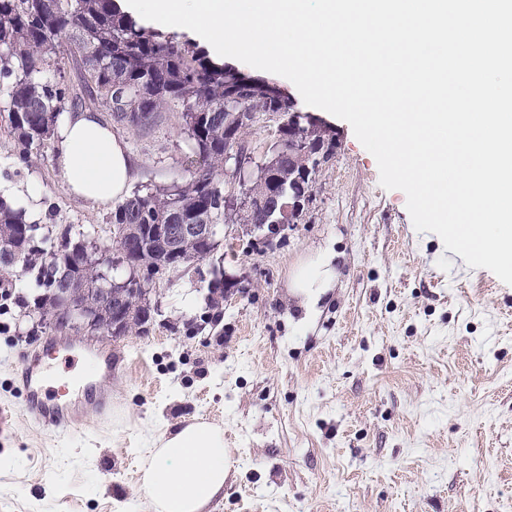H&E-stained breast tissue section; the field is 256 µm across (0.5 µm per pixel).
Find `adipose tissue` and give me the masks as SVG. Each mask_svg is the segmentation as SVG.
Masks as SVG:
<instances>
[{"mask_svg":"<svg viewBox=\"0 0 512 512\" xmlns=\"http://www.w3.org/2000/svg\"><path fill=\"white\" fill-rule=\"evenodd\" d=\"M53 154L73 195L92 203L124 200L134 162L101 113L68 116L54 139ZM335 282L336 255L326 249L297 267L290 286L309 307ZM227 468L223 427L195 420L161 440L143 467L141 487L153 512H202L223 496Z\"/></svg>","mask_w":512,"mask_h":512,"instance_id":"1","label":"adipose tissue"}]
</instances>
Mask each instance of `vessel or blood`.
<instances>
[{
  "mask_svg": "<svg viewBox=\"0 0 512 512\" xmlns=\"http://www.w3.org/2000/svg\"><path fill=\"white\" fill-rule=\"evenodd\" d=\"M57 343H50L42 354L22 360L20 376L25 393L26 414L36 423L53 429L56 433L71 432L79 420L80 408L92 409L101 416L111 415L117 403L111 393L84 388L82 403L66 400V388L49 384L47 371L49 359L55 358Z\"/></svg>",
  "mask_w": 512,
  "mask_h": 512,
  "instance_id": "obj_1",
  "label": "vessel or blood"
}]
</instances>
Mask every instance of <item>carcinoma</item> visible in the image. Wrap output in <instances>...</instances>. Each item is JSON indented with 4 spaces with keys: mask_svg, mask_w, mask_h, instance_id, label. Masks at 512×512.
Here are the masks:
<instances>
[{
    "mask_svg": "<svg viewBox=\"0 0 512 512\" xmlns=\"http://www.w3.org/2000/svg\"><path fill=\"white\" fill-rule=\"evenodd\" d=\"M51 57L57 75L44 78L42 65ZM68 57L95 80L93 88L84 85L86 96L100 100L120 125L145 128L164 107L181 106L192 143L189 178L135 192L112 209V246L129 247L128 265L148 276V286L174 265L163 263V248L146 225L262 224L308 191L310 174L336 153L331 130L286 97L271 94L263 80H248L189 45L137 25L115 0H0V77L9 81L4 118L22 159L48 146L65 100L82 103L65 80ZM267 112L284 114L288 123L276 130L264 161L274 182L257 179L251 185L265 210L227 211L224 152L247 144L244 116ZM89 237L90 230L70 226L55 236L0 198V300L10 299L16 282H23L32 302H23L22 320L31 323L32 335L87 329L110 336L115 310L127 313V330L149 321L150 298L120 285L129 270L118 278L100 266L87 248ZM63 313L69 322L59 328L56 318Z\"/></svg>",
    "mask_w": 512,
    "mask_h": 512,
    "instance_id": "obj_1",
    "label": "carcinoma"
}]
</instances>
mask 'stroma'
I'll return each instance as SVG.
<instances>
[{
	"instance_id": "1",
	"label": "stroma",
	"mask_w": 512,
	"mask_h": 512,
	"mask_svg": "<svg viewBox=\"0 0 512 512\" xmlns=\"http://www.w3.org/2000/svg\"><path fill=\"white\" fill-rule=\"evenodd\" d=\"M180 112L118 128L130 191L186 177ZM319 119L336 154L298 223L270 241L220 225L213 254L157 276L145 331L75 337L73 377L111 390L117 417L87 413L67 435L29 420L18 365L45 338L18 301L0 309V512H152L140 468L197 418L223 426L229 460L204 512H512V285L418 232L351 126ZM0 197L32 224L112 232V204L70 194L51 148L20 161L1 122ZM327 248L336 283L303 308L291 275ZM216 268L241 287L215 308ZM107 350L111 371L93 373Z\"/></svg>"
}]
</instances>
